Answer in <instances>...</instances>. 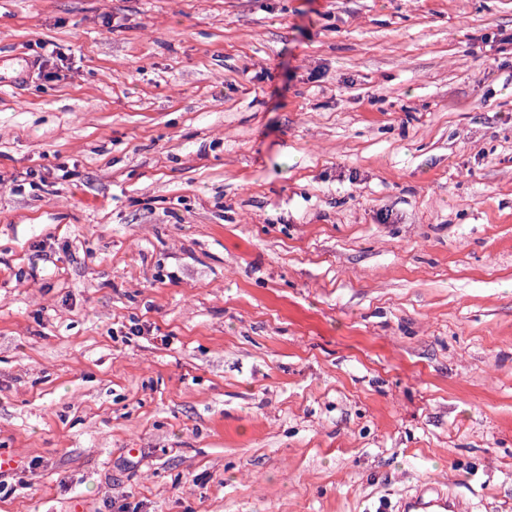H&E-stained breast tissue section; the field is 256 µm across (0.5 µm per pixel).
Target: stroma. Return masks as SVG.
Here are the masks:
<instances>
[{
	"label": "stroma",
	"mask_w": 512,
	"mask_h": 512,
	"mask_svg": "<svg viewBox=\"0 0 512 512\" xmlns=\"http://www.w3.org/2000/svg\"><path fill=\"white\" fill-rule=\"evenodd\" d=\"M0 512H512V0H0ZM470 508L451 489L428 482L400 501L402 512H465Z\"/></svg>",
	"instance_id": "35a3bbf8"
}]
</instances>
